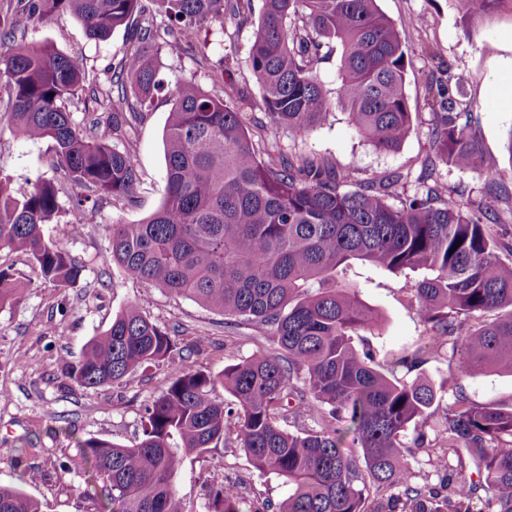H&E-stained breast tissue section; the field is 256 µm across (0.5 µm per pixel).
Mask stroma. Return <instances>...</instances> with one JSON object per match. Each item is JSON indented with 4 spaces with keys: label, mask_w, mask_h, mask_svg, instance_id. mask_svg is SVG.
Wrapping results in <instances>:
<instances>
[{
    "label": "stroma",
    "mask_w": 512,
    "mask_h": 512,
    "mask_svg": "<svg viewBox=\"0 0 512 512\" xmlns=\"http://www.w3.org/2000/svg\"><path fill=\"white\" fill-rule=\"evenodd\" d=\"M377 4L407 38L405 90L416 114L407 139L398 151H378L354 132L346 112L338 108L304 134L281 132L283 152L333 165L345 175L341 184L345 191L376 176L402 173L407 177L404 193L413 194L430 150L432 109L427 82L452 67L465 79L477 143L499 163L497 181L509 197L495 202L493 214L503 231L512 235V153L507 150L512 142V18L466 21L452 0H377ZM262 8L263 0H252L254 20ZM254 20L213 26L204 47L178 58L162 57L159 76L165 89L135 129L133 152L142 181L132 205L120 208L101 199L97 223L83 224L72 206L82 190L64 183L58 194L60 218L74 227L63 246L84 267L75 287L55 289L37 279L26 256L0 251V268H11L26 285L19 302L0 308V485L22 489L42 502L46 512H99L98 502L85 493L87 475L79 441L92 437L135 444L142 433L146 401L167 386L161 366L105 390L64 383L57 377L61 352L78 361L88 341L132 303L159 325L178 328V343L190 350L189 362L196 369L216 374L235 359L270 348L262 326L246 322L226 328L223 315L132 280L120 267L103 260L108 248L105 225L139 223L156 212L166 197L163 136L178 83L192 80L233 100L249 128L264 121L259 89L246 64L256 30ZM126 37L120 29L108 39H90L69 14L37 25L26 35L27 41H48L61 52L83 56L90 76L101 81L109 76ZM229 52L235 53L239 64L226 86L214 82L212 74ZM52 160L50 142L15 137L8 129L7 112L0 109V176L10 179L15 195L28 193L37 180L54 178ZM348 276L357 284L361 299L382 316L378 328L356 336L358 346L372 349L381 360L425 344L426 327L413 297L418 274L396 277L355 263ZM424 374L434 386L443 387L441 407L451 406L459 394L473 405L512 407L510 373L460 376L447 360L438 359L425 365ZM32 471L40 473V480L24 482V475ZM225 480L234 483L248 501L275 504L288 494L283 479L260 475L243 451L220 443L188 460L178 475L175 488L183 512H206L208 486Z\"/></svg>",
    "instance_id": "1"
}]
</instances>
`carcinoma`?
<instances>
[{"mask_svg": "<svg viewBox=\"0 0 512 512\" xmlns=\"http://www.w3.org/2000/svg\"><path fill=\"white\" fill-rule=\"evenodd\" d=\"M455 2L467 18L512 19V0ZM157 10L169 21L161 33ZM63 13L94 38L130 31L108 86L88 77L81 56L17 40ZM226 16L249 22L250 0H17L0 17L10 129L52 142L54 165L83 189L78 223H96L103 197L120 207L132 202L141 173L128 143L147 103L163 91L161 56L195 49ZM326 40L342 50L333 93L317 74ZM247 65L268 119L264 147L236 105L193 80L179 83L164 133L165 201L138 224L105 225L104 260L224 315L230 326L265 327L275 348L214 375L187 363L177 330L128 305L78 363L59 359L62 381L92 388L155 365L168 372L167 387L145 406L138 443L79 442L87 494L103 509L112 503L113 512H180L174 479L185 461L232 434L256 471L288 483L277 512H512V408L470 405L459 394L437 418L440 396L419 373L443 351L463 376L512 372V241L484 222L490 201L499 200L497 168L476 144L464 79L448 67L429 82L430 153L413 194L399 192V177L343 192L336 170L273 157L277 134L304 133L340 106L373 147L399 149L413 121L402 31L377 0H264ZM79 97L101 109L86 130L67 107ZM441 164L489 175V200L463 206L440 182ZM59 213L53 181L17 197L0 177V250L25 255L40 279L64 290L79 282L83 266L60 247L73 223L58 221ZM51 223L52 239L44 235ZM351 261L393 274L426 271L414 298L428 346L381 362L353 344V333L376 327L381 316L340 279ZM21 293L20 281L0 268V308ZM503 309L489 322H470ZM218 386L231 401L213 397ZM305 421L313 426L287 429ZM410 430L416 447L433 449L438 483L414 480L403 442ZM451 455L467 457L477 479L455 475ZM372 488L386 496L369 509ZM208 497V512L271 509L255 501L243 510L229 482L211 486ZM0 512L44 510L23 491L0 486Z\"/></svg>", "mask_w": 512, "mask_h": 512, "instance_id": "cac0c4a2", "label": "carcinoma"}]
</instances>
